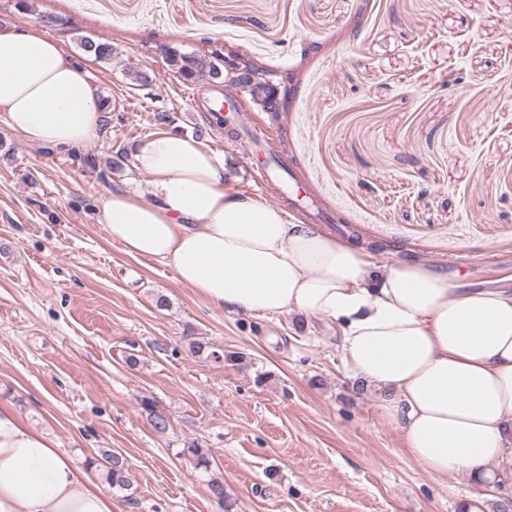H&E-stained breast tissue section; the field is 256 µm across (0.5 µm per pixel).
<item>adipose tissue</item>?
<instances>
[{"label":"adipose tissue","instance_id":"adipose-tissue-1","mask_svg":"<svg viewBox=\"0 0 512 512\" xmlns=\"http://www.w3.org/2000/svg\"><path fill=\"white\" fill-rule=\"evenodd\" d=\"M88 64L34 27L0 32V111L28 141L77 151L105 107ZM154 203L116 190L99 221L131 257L170 266L213 308L337 326L346 370L382 395L407 453L438 478L512 475V292L448 280L423 262L376 266L358 246L229 192L224 159L160 132L132 153ZM0 512H113L91 469L0 406Z\"/></svg>","mask_w":512,"mask_h":512}]
</instances>
